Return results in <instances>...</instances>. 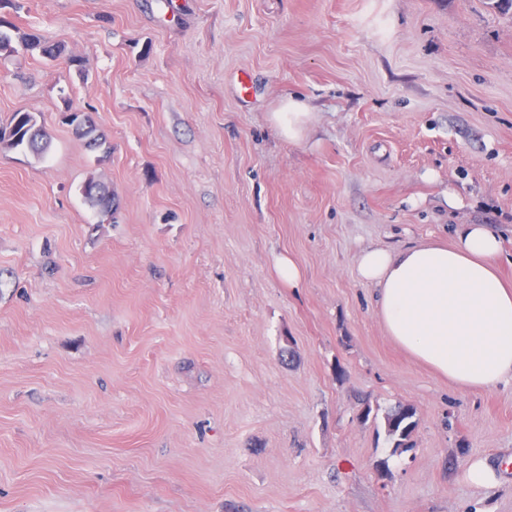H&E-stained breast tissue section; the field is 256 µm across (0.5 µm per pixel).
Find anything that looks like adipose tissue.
<instances>
[{
	"label": "adipose tissue",
	"instance_id": "obj_1",
	"mask_svg": "<svg viewBox=\"0 0 512 512\" xmlns=\"http://www.w3.org/2000/svg\"><path fill=\"white\" fill-rule=\"evenodd\" d=\"M499 236L465 224L452 244L364 249L358 274L376 289L387 334L462 389L512 380V285L494 261Z\"/></svg>",
	"mask_w": 512,
	"mask_h": 512
}]
</instances>
